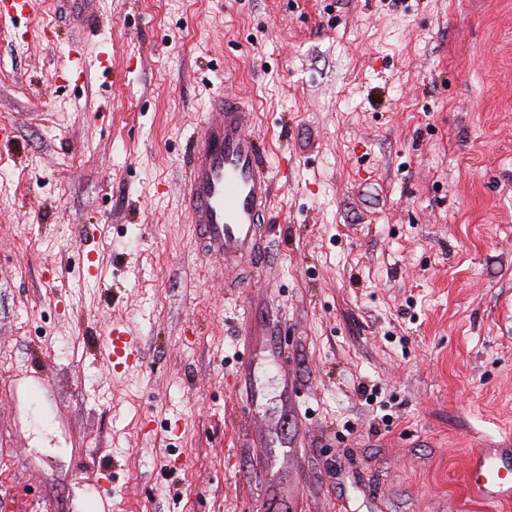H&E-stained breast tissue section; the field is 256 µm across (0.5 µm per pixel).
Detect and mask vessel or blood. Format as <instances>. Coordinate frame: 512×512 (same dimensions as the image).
Wrapping results in <instances>:
<instances>
[{"label": "vessel or blood", "instance_id": "1", "mask_svg": "<svg viewBox=\"0 0 512 512\" xmlns=\"http://www.w3.org/2000/svg\"><path fill=\"white\" fill-rule=\"evenodd\" d=\"M245 112L236 96L213 98L192 136L184 194L203 252L241 270L265 258L261 227L268 221L271 203V186L260 173L258 142L244 127ZM98 357L112 369L137 368L144 360L143 340L128 324H112ZM469 487L489 504L511 503L512 457L495 449L475 451Z\"/></svg>", "mask_w": 512, "mask_h": 512}]
</instances>
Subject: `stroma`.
I'll return each mask as SVG.
<instances>
[{"label": "stroma", "mask_w": 512, "mask_h": 512, "mask_svg": "<svg viewBox=\"0 0 512 512\" xmlns=\"http://www.w3.org/2000/svg\"><path fill=\"white\" fill-rule=\"evenodd\" d=\"M93 10L0 18V512H512L466 480L512 442V0ZM222 91L272 186L236 291L182 205ZM98 358L113 371L135 369L143 364V340L125 323H113L104 344L98 349Z\"/></svg>", "instance_id": "stroma-1"}]
</instances>
